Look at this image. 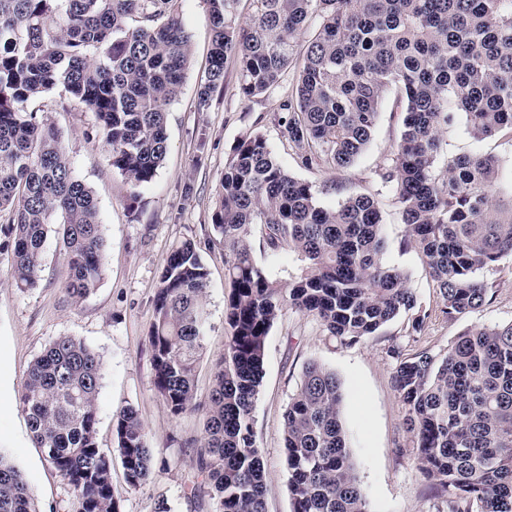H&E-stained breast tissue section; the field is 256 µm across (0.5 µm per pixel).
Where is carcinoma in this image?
I'll list each match as a JSON object with an SVG mask.
<instances>
[{
  "label": "carcinoma",
  "instance_id": "obj_1",
  "mask_svg": "<svg viewBox=\"0 0 512 512\" xmlns=\"http://www.w3.org/2000/svg\"><path fill=\"white\" fill-rule=\"evenodd\" d=\"M177 0H0V253L14 287H37L49 228H61L66 291L97 288L104 239L93 191L74 175L57 130L28 105L58 93L67 110L95 112L112 168L135 188L152 181L168 149L167 106L179 94L191 43ZM212 31L197 110L224 92V63L238 65V92H291L274 117L279 137L308 170L351 165L377 127L387 93L400 91L402 128L382 179L393 184L406 244L427 259L447 317L490 303L479 272L512 256V171L491 154L441 165L442 132L465 114L472 137L512 138V0H203ZM313 29L303 54L301 36ZM212 229L224 245L228 336L217 363L197 471L212 485L215 512H267V486L253 429L269 332L285 312L319 319L353 345L401 314L424 331L405 275L383 262L379 203L367 194L323 206L310 182L288 172L260 133H244L224 165ZM276 261L301 265L282 280L253 256L252 238ZM208 271L194 242L175 244L160 274L149 329L152 389L176 416L194 401L208 328ZM396 360L394 386L415 438L414 463L449 495V512H512V323L475 328L443 353ZM99 355L70 336L31 365L20 396L32 439L73 488L77 512H120L112 455L99 448ZM341 382L306 364L283 415L292 512H372L341 420ZM127 488L155 474L137 411L113 417ZM0 512H38L20 470L0 453Z\"/></svg>",
  "mask_w": 512,
  "mask_h": 512
}]
</instances>
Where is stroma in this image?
I'll list each match as a JSON object with an SVG mask.
<instances>
[{
	"instance_id": "obj_1",
	"label": "stroma",
	"mask_w": 512,
	"mask_h": 512,
	"mask_svg": "<svg viewBox=\"0 0 512 512\" xmlns=\"http://www.w3.org/2000/svg\"><path fill=\"white\" fill-rule=\"evenodd\" d=\"M179 17L193 56L177 99L169 107L168 151L154 179L135 188L113 169L96 118L88 106L57 107V94L43 97L42 116L61 134V145L77 177L95 192L106 240L102 279L82 301L65 290L67 267L57 228L44 244V271L36 288L21 291L7 281L8 254H0V452L25 475L40 512H75L72 488L31 440L19 398L34 360L56 338L72 336L93 348L103 366L97 398V441L105 451L116 448L113 417L132 406L138 411L157 458L152 483L130 490L121 463L112 481L121 490V512H213L211 488L199 475L187 445L203 430L202 413L173 415L151 386L152 352L148 332L159 276L173 244L193 241L209 271L206 305L210 326L197 366L196 401L207 404L213 369L224 355L227 331L224 296V247L211 232V215L224 164L232 146L248 131L260 132L295 177L320 190L318 200L336 204L348 195L367 194L379 203L388 241L386 262L404 272L429 319L423 335L413 334L402 316L375 335L351 345L327 336L315 318L286 312L266 341L264 378L253 410L256 443L267 483V512H291L284 465L282 416L296 391L306 363L316 360L336 373L343 387L342 416L362 489L373 512H448V499L437 494L413 463V437L404 424L405 407L393 384L395 361L390 351H446L462 332L512 322V257L482 270L495 296L480 310L454 318L440 311L441 298L428 274L425 256L405 245L407 228L391 184L381 172L399 136L401 114L392 101L382 106L375 135L363 155L345 168L307 170L278 136L273 122L285 93L277 88L250 99L237 92L235 60L224 66V92L207 111L196 109L197 91L208 67L212 31L203 0H178ZM448 155H497L512 166V139L496 134L481 140L456 116L444 135Z\"/></svg>"
}]
</instances>
